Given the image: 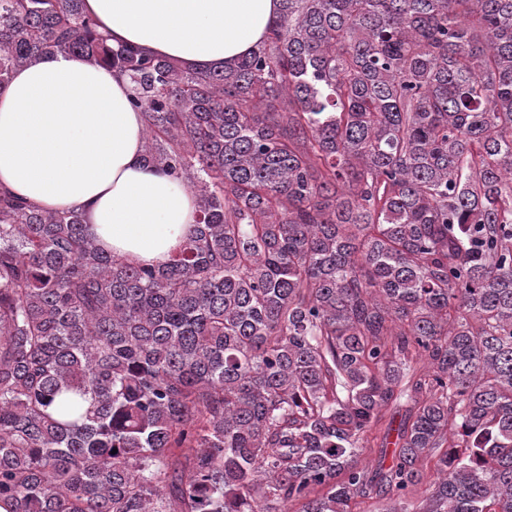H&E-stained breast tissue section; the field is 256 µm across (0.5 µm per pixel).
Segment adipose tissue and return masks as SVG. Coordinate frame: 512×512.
<instances>
[{"mask_svg": "<svg viewBox=\"0 0 512 512\" xmlns=\"http://www.w3.org/2000/svg\"><path fill=\"white\" fill-rule=\"evenodd\" d=\"M112 46L199 67L265 39L279 0H85ZM111 69L56 53L0 91V187L48 210L81 212L96 242L133 264L166 262L197 219L182 181L143 160L144 122Z\"/></svg>", "mask_w": 512, "mask_h": 512, "instance_id": "adipose-tissue-1", "label": "adipose tissue"}]
</instances>
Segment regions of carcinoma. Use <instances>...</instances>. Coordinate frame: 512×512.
Returning a JSON list of instances; mask_svg holds the SVG:
<instances>
[{
    "label": "carcinoma",
    "instance_id": "carcinoma-1",
    "mask_svg": "<svg viewBox=\"0 0 512 512\" xmlns=\"http://www.w3.org/2000/svg\"><path fill=\"white\" fill-rule=\"evenodd\" d=\"M55 53L197 222L135 266L0 189V507L512 512V0H280L215 68L0 0V91Z\"/></svg>",
    "mask_w": 512,
    "mask_h": 512
}]
</instances>
